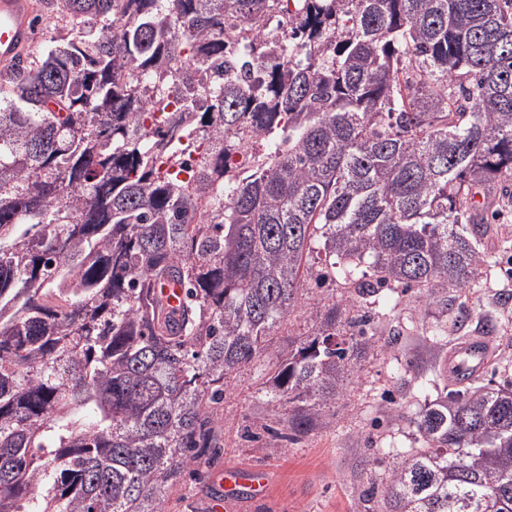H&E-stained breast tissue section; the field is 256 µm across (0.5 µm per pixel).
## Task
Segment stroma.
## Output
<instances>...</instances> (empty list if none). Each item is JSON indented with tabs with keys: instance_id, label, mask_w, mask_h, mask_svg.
<instances>
[{
	"instance_id": "35a3bbf8",
	"label": "stroma",
	"mask_w": 512,
	"mask_h": 512,
	"mask_svg": "<svg viewBox=\"0 0 512 512\" xmlns=\"http://www.w3.org/2000/svg\"><path fill=\"white\" fill-rule=\"evenodd\" d=\"M33 16V57L77 29L64 12L48 19L38 5ZM493 207L495 222L483 239L492 262L489 277L476 288H447L437 303L416 288L394 308L391 291L383 290L368 330L374 346L360 369L347 377L341 399L320 430L295 443L267 436L244 439V427L281 423L284 412L256 399L255 367L231 376L224 395V456L193 481L190 495L173 492L168 512H213L218 499L222 512H375L377 504L369 495L396 462L390 446L420 447L415 426L419 411L459 388L448 376L436 374L449 352L469 337H487L480 382L512 381V200H496ZM335 295L332 287L304 293L282 326L280 340L311 332L326 298ZM438 325L447 337L435 343L428 334ZM232 466L271 470L273 481L264 499L225 497L221 478Z\"/></svg>"
}]
</instances>
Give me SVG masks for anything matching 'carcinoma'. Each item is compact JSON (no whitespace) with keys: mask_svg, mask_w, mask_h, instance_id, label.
<instances>
[{"mask_svg":"<svg viewBox=\"0 0 512 512\" xmlns=\"http://www.w3.org/2000/svg\"><path fill=\"white\" fill-rule=\"evenodd\" d=\"M61 8L79 36L0 87V512H166L224 450L241 366L277 359L260 393L288 412L263 430L327 424L370 316L327 303L281 351L307 280L362 304L474 283L475 196L512 183V0ZM417 429L381 512H512V383L473 379Z\"/></svg>","mask_w":512,"mask_h":512,"instance_id":"1","label":"carcinoma"}]
</instances>
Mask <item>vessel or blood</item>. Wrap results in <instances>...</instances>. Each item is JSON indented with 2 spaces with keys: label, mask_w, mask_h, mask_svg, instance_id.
Here are the masks:
<instances>
[{
  "label": "vessel or blood",
  "mask_w": 512,
  "mask_h": 512,
  "mask_svg": "<svg viewBox=\"0 0 512 512\" xmlns=\"http://www.w3.org/2000/svg\"><path fill=\"white\" fill-rule=\"evenodd\" d=\"M32 16V0H0V70H11L24 61L33 40ZM486 353L484 340L463 342L449 354L448 370L460 380L476 377L483 370ZM246 481L262 488L269 477L259 471L228 470L224 473L226 491L236 490Z\"/></svg>",
  "instance_id": "vessel-or-blood-1"
}]
</instances>
